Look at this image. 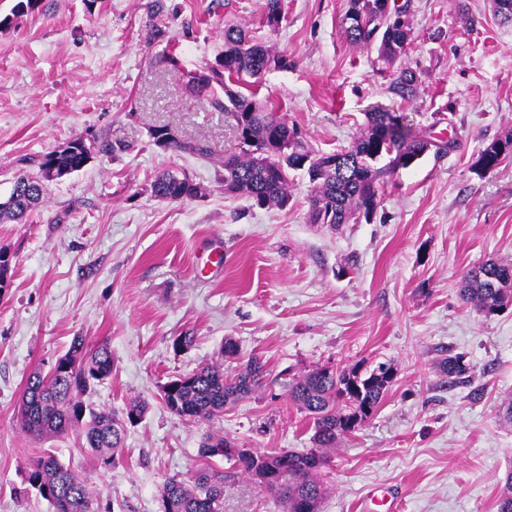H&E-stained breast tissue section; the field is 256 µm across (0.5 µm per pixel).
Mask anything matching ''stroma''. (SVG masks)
I'll return each instance as SVG.
<instances>
[{
  "label": "stroma",
  "mask_w": 512,
  "mask_h": 512,
  "mask_svg": "<svg viewBox=\"0 0 512 512\" xmlns=\"http://www.w3.org/2000/svg\"><path fill=\"white\" fill-rule=\"evenodd\" d=\"M153 1L39 0L17 16V0H0V194L23 160L74 138L93 146L82 170L48 182L25 221H0V247L13 256L0 297V512H52L15 493L47 448L114 512H160L165 478L200 465L206 431L261 452L311 448L289 376L381 362L395 381L331 450L321 512H359L371 491L397 493L400 512H496L512 468V424L499 416L512 397V307L480 314L458 288L486 260L512 263V157L489 175L474 168L479 149L512 134V26L492 0H394L411 4L412 42L391 66L343 37L348 0H284L275 33L262 24L265 0H157V15ZM228 24L287 58L259 79L257 99L309 150L348 147L378 106L458 148L385 178L375 213L333 230L309 222L304 173L292 174L283 209L226 193L221 162L239 150L233 121L186 81L223 57ZM398 67L419 77L408 103L389 91ZM160 125L208 157L157 146ZM167 169L187 173L198 195L154 197ZM216 246L218 273L205 264ZM185 334L191 347L174 351ZM76 336L112 349L95 405L150 404L107 467L77 434L38 441L18 422L28 376L49 370ZM229 339L239 349L230 358ZM253 355L267 365V386L214 422L164 405L171 379L208 363L230 372ZM451 355L469 365L467 382L440 374ZM224 512L280 509L239 476L224 484Z\"/></svg>",
  "instance_id": "obj_1"
}]
</instances>
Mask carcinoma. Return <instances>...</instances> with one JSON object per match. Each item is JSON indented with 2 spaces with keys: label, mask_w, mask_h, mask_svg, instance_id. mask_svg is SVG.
<instances>
[{
  "label": "carcinoma",
  "mask_w": 512,
  "mask_h": 512,
  "mask_svg": "<svg viewBox=\"0 0 512 512\" xmlns=\"http://www.w3.org/2000/svg\"><path fill=\"white\" fill-rule=\"evenodd\" d=\"M385 0H349L341 32L346 41L360 48L378 46L380 58L391 64L407 49L412 32L409 4L390 13ZM286 16L282 0H265L263 24L272 32L282 27ZM273 67H288V59L272 54L263 43L249 38L239 25L224 26V56L218 67L190 75L188 86L194 94L210 96L211 106L229 114L241 129L246 147L224 158V192L245 197L259 207L285 206L289 201L288 176L292 171L307 174L312 191L309 217L313 224L336 228L347 224L355 214L370 216L379 203V180L416 164L432 151L445 154L456 147L453 141H436L428 133L414 131L403 116L390 110L366 113V126L350 146L332 154H314L298 140L297 129L278 113L261 105L255 95L246 96L226 89L225 80L245 77L258 80ZM418 77L409 70L395 74L390 92L403 101L416 97ZM499 140L484 147L480 174L496 170L512 156V150H496ZM90 147L81 139L71 140L34 161L40 178L50 180L44 165L52 163L62 178L83 168L90 159ZM342 157L334 166L330 160ZM29 173L18 175L10 195L18 199L0 208V220L17 219L41 202L45 186L35 187ZM154 196L171 201L192 198L199 187L186 174L161 173L152 184ZM461 300L486 316L512 306V265L486 261L462 278ZM69 371L29 375L21 398V429L44 439L77 433L101 463L110 465L123 448L127 426L140 423L149 404L131 399L122 414L100 408L89 401L95 386L112 377V350L106 343L90 346L81 336L72 339L67 351L57 358ZM439 371L454 383L466 378L468 366L461 356H450L439 363ZM268 370L259 356H251L238 369L224 374L221 364H206L196 371L168 381L162 399L173 413L201 422H212L224 415V408L266 385ZM394 367L380 363L369 369L362 364L326 369L317 367L286 384L288 397L312 419L314 447L297 452H270L246 449L236 459L237 475H244L266 491L283 512H301L298 505L311 501L320 509L324 495L320 476L328 465V451L341 438L356 431L357 418H370L392 386ZM229 440L209 432L201 440L199 456L207 460L224 456ZM271 471L278 475L276 487L262 483ZM208 465L188 478H167L160 491L161 512H223L224 480ZM21 492H35L53 512H112L89 489L86 477L60 462L49 450L31 460L21 475ZM512 503V469L502 481L498 512Z\"/></svg>",
  "instance_id": "cac0c4a2"
}]
</instances>
